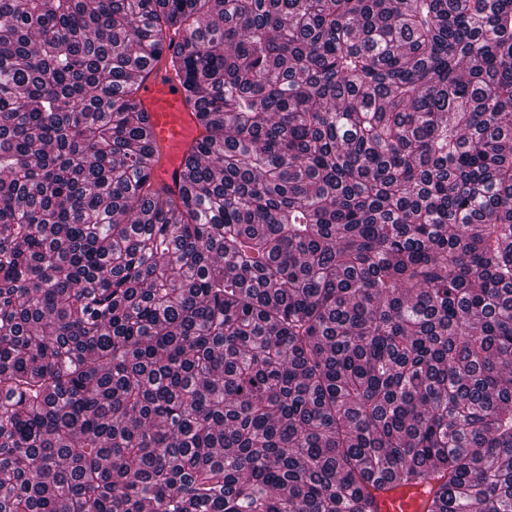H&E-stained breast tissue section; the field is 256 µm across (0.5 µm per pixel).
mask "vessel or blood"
<instances>
[{"label": "vessel or blood", "instance_id": "1", "mask_svg": "<svg viewBox=\"0 0 512 512\" xmlns=\"http://www.w3.org/2000/svg\"><path fill=\"white\" fill-rule=\"evenodd\" d=\"M161 55L146 67L138 80L137 98L145 116L156 160L150 171L154 187L180 194L181 173L187 158L205 135L198 124L183 79ZM373 512H420L423 493L414 488L371 485Z\"/></svg>", "mask_w": 512, "mask_h": 512}]
</instances>
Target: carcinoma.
Masks as SVG:
<instances>
[{
  "label": "carcinoma",
  "mask_w": 512,
  "mask_h": 512,
  "mask_svg": "<svg viewBox=\"0 0 512 512\" xmlns=\"http://www.w3.org/2000/svg\"><path fill=\"white\" fill-rule=\"evenodd\" d=\"M374 476L512 512V0H0V512H371ZM169 56L166 46L163 54L142 71L137 98L156 151L151 181L154 187L179 195L184 164L205 131L197 123L181 75L169 67Z\"/></svg>",
  "instance_id": "1"
}]
</instances>
